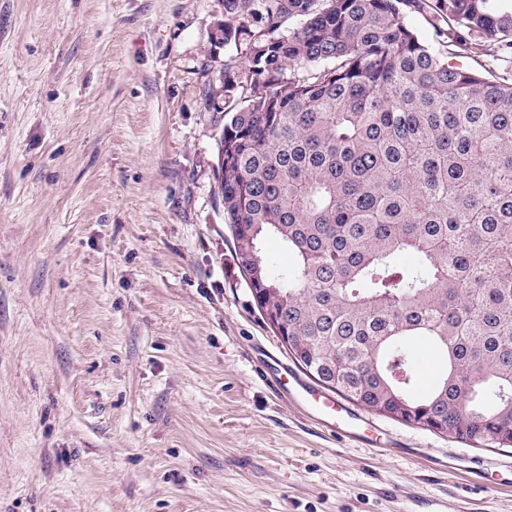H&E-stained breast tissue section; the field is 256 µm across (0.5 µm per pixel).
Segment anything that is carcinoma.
<instances>
[{
	"label": "carcinoma",
	"instance_id": "1",
	"mask_svg": "<svg viewBox=\"0 0 512 512\" xmlns=\"http://www.w3.org/2000/svg\"><path fill=\"white\" fill-rule=\"evenodd\" d=\"M500 0H224V221L294 363L382 416L512 447V49ZM293 257L270 265L264 243ZM413 263L403 265L402 254ZM444 370L414 391L413 351ZM448 63L457 67L477 68L488 77H502L512 74V55L496 43L471 38L461 48H452Z\"/></svg>",
	"mask_w": 512,
	"mask_h": 512
}]
</instances>
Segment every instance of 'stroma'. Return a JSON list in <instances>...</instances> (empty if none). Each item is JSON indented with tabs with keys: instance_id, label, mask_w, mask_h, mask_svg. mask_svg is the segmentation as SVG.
<instances>
[{
	"instance_id": "stroma-1",
	"label": "stroma",
	"mask_w": 512,
	"mask_h": 512,
	"mask_svg": "<svg viewBox=\"0 0 512 512\" xmlns=\"http://www.w3.org/2000/svg\"><path fill=\"white\" fill-rule=\"evenodd\" d=\"M222 0H0V512H512V448L274 383L218 194ZM451 65L497 78L478 38ZM485 473L488 487L472 477ZM300 387L306 394V407L318 420L326 423V427L337 439L364 438L357 426L360 418L356 413L329 395L319 394L310 387Z\"/></svg>"
}]
</instances>
